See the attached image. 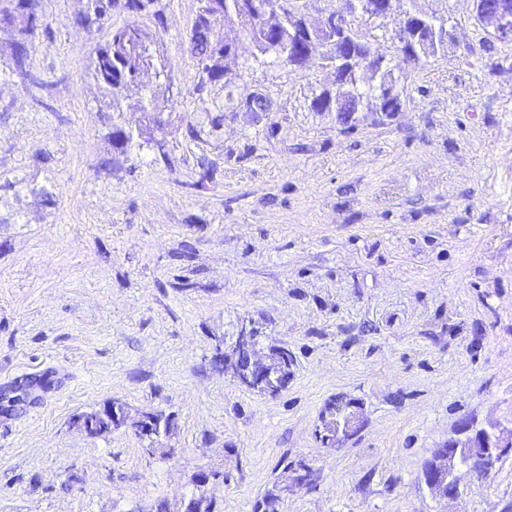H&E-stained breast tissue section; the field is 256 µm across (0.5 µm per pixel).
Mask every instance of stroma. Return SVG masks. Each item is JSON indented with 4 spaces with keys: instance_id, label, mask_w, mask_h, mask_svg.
I'll return each mask as SVG.
<instances>
[{
    "instance_id": "35a3bbf8",
    "label": "stroma",
    "mask_w": 512,
    "mask_h": 512,
    "mask_svg": "<svg viewBox=\"0 0 512 512\" xmlns=\"http://www.w3.org/2000/svg\"><path fill=\"white\" fill-rule=\"evenodd\" d=\"M125 2L88 30V0H40L23 75L0 29V512H178L203 469L215 512H255L287 458L313 485L284 512H512L511 457L455 501L420 480L462 418L512 424V42L472 0H413L452 23L405 63L400 15L357 19L404 96L350 122L313 106L330 70L242 36L230 75L202 74L201 0ZM129 25L162 89L110 112L90 64ZM244 325L294 358L277 396L213 365ZM339 398L364 421L326 448ZM113 400L170 416L173 458L75 427Z\"/></svg>"
}]
</instances>
